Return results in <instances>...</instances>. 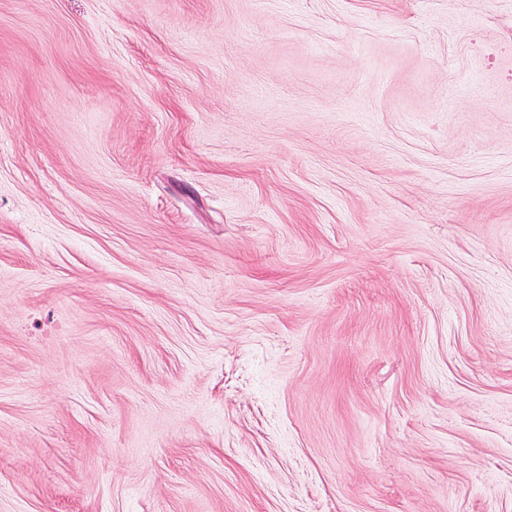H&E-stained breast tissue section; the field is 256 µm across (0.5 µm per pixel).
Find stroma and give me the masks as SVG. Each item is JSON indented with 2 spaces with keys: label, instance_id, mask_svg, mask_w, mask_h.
I'll use <instances>...</instances> for the list:
<instances>
[{
  "label": "stroma",
  "instance_id": "obj_1",
  "mask_svg": "<svg viewBox=\"0 0 512 512\" xmlns=\"http://www.w3.org/2000/svg\"><path fill=\"white\" fill-rule=\"evenodd\" d=\"M0 512H512V0H0Z\"/></svg>",
  "mask_w": 512,
  "mask_h": 512
}]
</instances>
